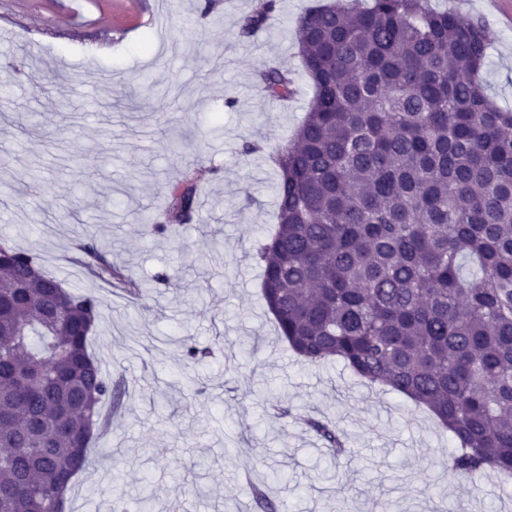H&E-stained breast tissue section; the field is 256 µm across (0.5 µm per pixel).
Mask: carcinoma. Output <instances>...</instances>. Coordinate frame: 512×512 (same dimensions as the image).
Listing matches in <instances>:
<instances>
[{"label": "carcinoma", "instance_id": "1", "mask_svg": "<svg viewBox=\"0 0 512 512\" xmlns=\"http://www.w3.org/2000/svg\"><path fill=\"white\" fill-rule=\"evenodd\" d=\"M277 0L237 19L255 36ZM313 96L293 139L261 153L276 173L277 228L256 250L262 297L302 361L342 362L356 377L428 409L448 431V466L473 478L512 475V110L476 80L488 27L430 0H330L296 21ZM265 94L286 101L292 74L272 66ZM201 185L185 175L151 233L189 225ZM96 277L143 299L127 269L93 243ZM10 247L0 255V512H64L63 491L88 469L103 405L120 386L89 350L105 303L69 289ZM208 348L184 344L198 366ZM335 456V424L292 412Z\"/></svg>", "mask_w": 512, "mask_h": 512}]
</instances>
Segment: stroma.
<instances>
[{
    "instance_id": "obj_1",
    "label": "stroma",
    "mask_w": 512,
    "mask_h": 512,
    "mask_svg": "<svg viewBox=\"0 0 512 512\" xmlns=\"http://www.w3.org/2000/svg\"><path fill=\"white\" fill-rule=\"evenodd\" d=\"M318 0H280L250 40L235 20L253 0H217L224 22L180 0L162 29L138 27L154 0H0V243L29 251L67 287L105 302L90 345L104 375L123 382L112 431L77 478L69 512L135 503L150 474L158 512H240L258 485L280 512H512V479L470 481L448 467L453 446L430 412L369 389L340 362L309 365L281 341L261 297L254 257L276 223V176L255 142L287 144L312 97L295 22ZM461 20L486 22L488 63L478 75L512 108V22L484 0H432ZM282 65L295 77L287 104L256 85ZM154 89L141 94L136 79ZM235 107H225V99ZM39 114L38 127L28 124ZM198 177L201 223L147 232L171 183ZM78 209L79 219L52 218ZM108 241L149 296L150 311L73 260L77 240ZM209 347L198 392L187 391L184 339ZM338 423L353 454L328 460L316 434L269 421L265 398ZM206 457L204 470L190 463ZM287 480L270 482L272 471Z\"/></svg>"
}]
</instances>
